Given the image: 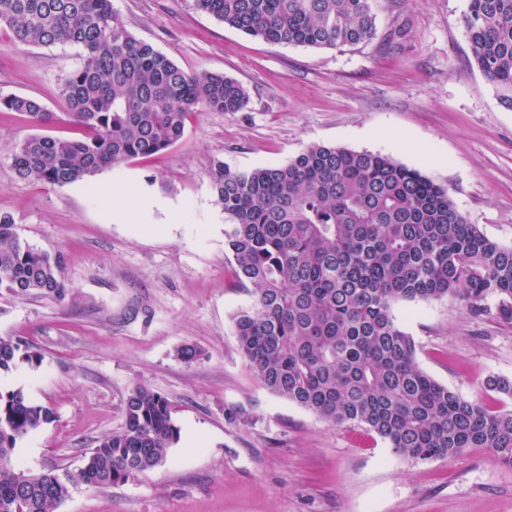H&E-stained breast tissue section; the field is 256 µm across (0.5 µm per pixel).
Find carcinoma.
<instances>
[{"instance_id": "cac0c4a2", "label": "carcinoma", "mask_w": 512, "mask_h": 512, "mask_svg": "<svg viewBox=\"0 0 512 512\" xmlns=\"http://www.w3.org/2000/svg\"><path fill=\"white\" fill-rule=\"evenodd\" d=\"M194 7L271 44L341 49L377 35L374 0H193ZM14 44L73 45L82 64L60 87L64 121L80 136L31 134L12 154L17 175L63 187L165 151L201 108L238 112L248 94L218 74H189L117 20L112 0H0ZM474 65L512 110V0H470L463 20ZM36 127L56 117L37 99H0ZM225 244L249 306L233 318L238 347L265 389L336 427L381 439L404 462L466 448L512 467V410L493 411L427 374L393 314L401 302L462 298L478 315L512 320V246L468 223L448 190L370 151L313 145L284 165L214 163ZM62 255L20 240L0 213V290L61 300ZM496 299L495 306L487 304ZM42 354L0 336V372ZM486 387L512 398V380ZM174 407L146 385L131 390L121 426L99 437L73 484L104 489L164 464L180 438ZM52 419L23 389L0 391V512H55L66 498L51 471L25 473L18 442Z\"/></svg>"}]
</instances>
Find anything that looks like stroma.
Masks as SVG:
<instances>
[{"instance_id": "obj_1", "label": "stroma", "mask_w": 512, "mask_h": 512, "mask_svg": "<svg viewBox=\"0 0 512 512\" xmlns=\"http://www.w3.org/2000/svg\"><path fill=\"white\" fill-rule=\"evenodd\" d=\"M376 38L340 50L269 44L197 11L192 0H112L118 21L192 74L237 80L243 110H200L183 139L92 183L19 179L15 145L35 128L0 112V212L22 241L62 251L64 299L0 294V336L43 355L0 375L48 406L49 424L15 453L25 471L76 472L117 430L139 384L176 407L180 440L166 462L106 489L71 487L56 512H512V467L484 449L409 464L381 440L332 427L268 393L242 356L233 317L251 303L232 277L215 161L233 169L288 163L319 144L387 155L446 187L468 223L512 245V111L471 64L469 0H375ZM78 47L12 44L0 32V98L61 112ZM129 188L124 216L92 186ZM393 314L416 359L468 400L512 379V323L475 317L462 300L400 303ZM184 344L201 357L185 362ZM240 409L231 419L228 409Z\"/></svg>"}]
</instances>
